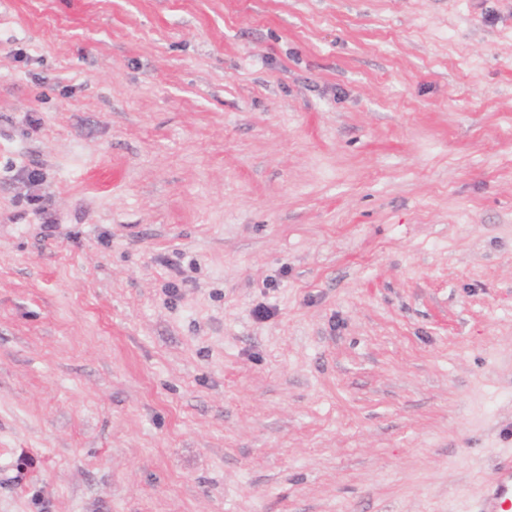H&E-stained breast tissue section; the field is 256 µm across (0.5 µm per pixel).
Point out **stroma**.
I'll list each match as a JSON object with an SVG mask.
<instances>
[{"label": "stroma", "instance_id": "35a3bbf8", "mask_svg": "<svg viewBox=\"0 0 512 512\" xmlns=\"http://www.w3.org/2000/svg\"><path fill=\"white\" fill-rule=\"evenodd\" d=\"M509 458L512 0H0V512H479Z\"/></svg>", "mask_w": 512, "mask_h": 512}]
</instances>
